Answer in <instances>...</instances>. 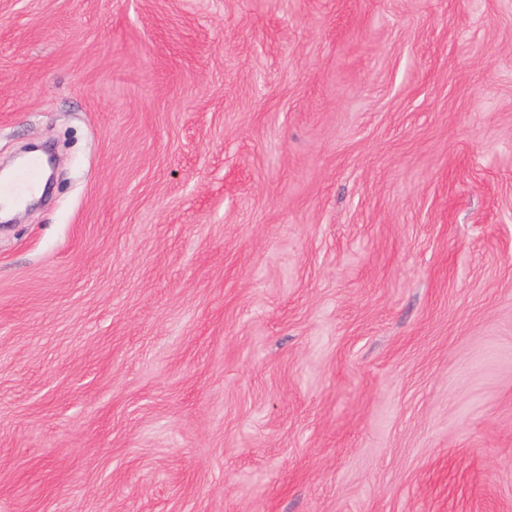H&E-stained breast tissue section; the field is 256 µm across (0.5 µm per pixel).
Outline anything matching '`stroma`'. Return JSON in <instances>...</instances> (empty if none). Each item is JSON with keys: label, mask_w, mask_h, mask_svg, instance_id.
Instances as JSON below:
<instances>
[{"label": "stroma", "mask_w": 512, "mask_h": 512, "mask_svg": "<svg viewBox=\"0 0 512 512\" xmlns=\"http://www.w3.org/2000/svg\"><path fill=\"white\" fill-rule=\"evenodd\" d=\"M0 512H512V0H0ZM39 162L33 160L28 167L20 172L10 183L1 185L0 194L7 197H19L25 192H34L38 189Z\"/></svg>", "instance_id": "35a3bbf8"}]
</instances>
